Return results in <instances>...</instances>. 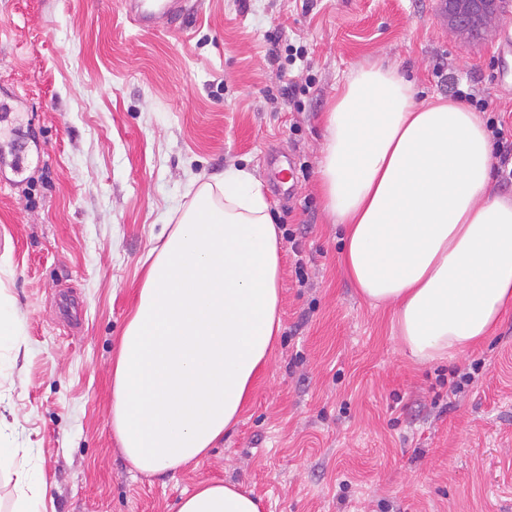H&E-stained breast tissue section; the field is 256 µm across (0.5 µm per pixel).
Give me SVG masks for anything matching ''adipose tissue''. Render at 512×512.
Instances as JSON below:
<instances>
[{"mask_svg":"<svg viewBox=\"0 0 512 512\" xmlns=\"http://www.w3.org/2000/svg\"><path fill=\"white\" fill-rule=\"evenodd\" d=\"M323 205L343 225L341 256L359 293L393 310L403 353L455 357L512 302V198L491 195L494 146L476 110L416 99L396 69L363 66L323 117ZM280 230L244 169L203 184L149 251L120 338L112 429L147 475L203 461L237 423L281 331ZM0 447L12 512H41L45 488ZM242 485L202 482L177 512H263Z\"/></svg>","mask_w":512,"mask_h":512,"instance_id":"ef3b65f1","label":"adipose tissue"}]
</instances>
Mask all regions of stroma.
Segmentation results:
<instances>
[{
	"label": "stroma",
	"instance_id": "stroma-1",
	"mask_svg": "<svg viewBox=\"0 0 512 512\" xmlns=\"http://www.w3.org/2000/svg\"><path fill=\"white\" fill-rule=\"evenodd\" d=\"M187 6L143 30L123 0H0V287L26 347L0 350V443L45 480L44 512H175L204 480L266 512H512V307L457 359L412 362L347 279L318 186L322 115L359 66L421 101L448 97L444 66L512 125V43L469 44L432 0ZM231 167L287 236L281 332L223 445L148 477L112 431V362L146 253Z\"/></svg>",
	"mask_w": 512,
	"mask_h": 512
}]
</instances>
